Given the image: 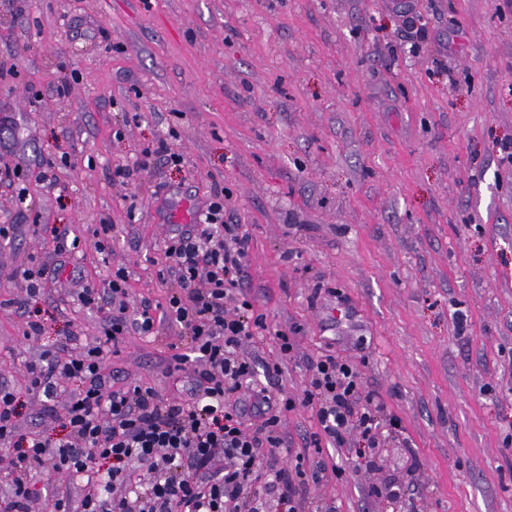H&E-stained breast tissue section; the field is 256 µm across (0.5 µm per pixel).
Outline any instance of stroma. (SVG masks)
I'll use <instances>...</instances> for the list:
<instances>
[{"instance_id": "35a3bbf8", "label": "stroma", "mask_w": 512, "mask_h": 512, "mask_svg": "<svg viewBox=\"0 0 512 512\" xmlns=\"http://www.w3.org/2000/svg\"><path fill=\"white\" fill-rule=\"evenodd\" d=\"M1 59L19 74L0 79V301L24 298L23 266L55 270L40 338L0 309L26 429L64 408L29 391V363L103 335L77 292L121 267L133 300L164 303L172 208L196 216L216 183L270 327L242 352L299 401L281 458L328 468L321 512H512V0H0ZM161 138L180 166L114 177ZM178 340L127 336L105 369L180 396ZM334 352L402 421L377 468L309 446L310 364Z\"/></svg>"}]
</instances>
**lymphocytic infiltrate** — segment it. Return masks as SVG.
<instances>
[{"label": "lymphocytic infiltrate", "mask_w": 512, "mask_h": 512, "mask_svg": "<svg viewBox=\"0 0 512 512\" xmlns=\"http://www.w3.org/2000/svg\"><path fill=\"white\" fill-rule=\"evenodd\" d=\"M250 237L241 225L224 221V190L214 187L196 224L168 238L166 271L176 288L162 310L148 301L132 305L125 269L112 274L106 292L86 288L82 306L95 308L107 297L103 344L67 359L44 352L29 366L32 389L46 400L66 395L59 419L62 437L22 430L19 402L0 389V447L9 450L10 492L0 512H32L40 496L35 481L44 467L65 478L84 476L81 499L67 491L52 495L50 512H314L312 487L321 471L303 459L281 465L279 426L294 406L276 385L261 386L241 347L267 331L242 292ZM178 327L183 350L176 365L195 362L188 397L172 400L145 384L112 388L103 373L106 345L136 333L156 335L158 322ZM303 405L316 411L320 431L313 447L361 442L358 457L375 466L385 431L400 427L366 391L355 364L327 354L311 364ZM77 388L63 393L64 382ZM254 399L258 417L246 422L232 399Z\"/></svg>", "instance_id": "obj_1"}]
</instances>
